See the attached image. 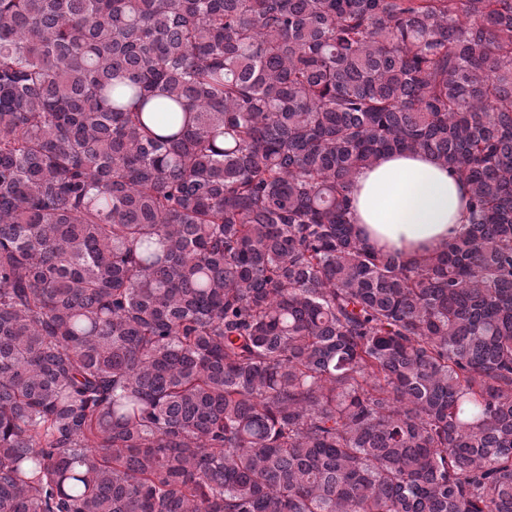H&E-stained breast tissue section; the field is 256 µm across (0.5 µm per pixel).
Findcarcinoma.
Returning <instances> with one entry per match:
<instances>
[{"instance_id":"cac0c4a2","label":"carcinoma","mask_w":512,"mask_h":512,"mask_svg":"<svg viewBox=\"0 0 512 512\" xmlns=\"http://www.w3.org/2000/svg\"><path fill=\"white\" fill-rule=\"evenodd\" d=\"M0 512H512V0H0ZM469 198L468 185L431 156L394 153L356 172L352 219L371 242L418 257L462 231Z\"/></svg>"}]
</instances>
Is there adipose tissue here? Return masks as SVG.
<instances>
[{
    "instance_id": "obj_1",
    "label": "adipose tissue",
    "mask_w": 512,
    "mask_h": 512,
    "mask_svg": "<svg viewBox=\"0 0 512 512\" xmlns=\"http://www.w3.org/2000/svg\"><path fill=\"white\" fill-rule=\"evenodd\" d=\"M469 198L468 185L431 156L394 153L356 172L352 219L372 242L418 257L462 231Z\"/></svg>"
}]
</instances>
